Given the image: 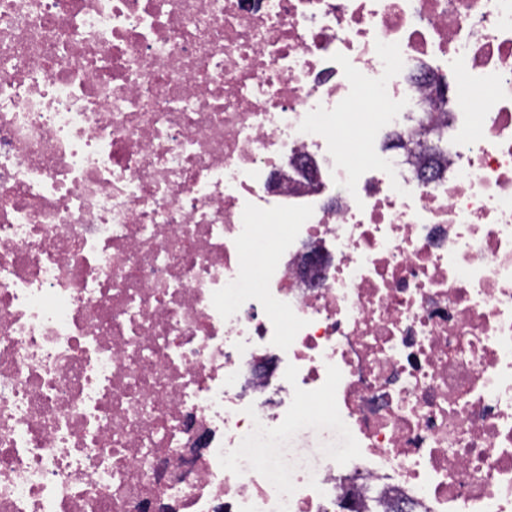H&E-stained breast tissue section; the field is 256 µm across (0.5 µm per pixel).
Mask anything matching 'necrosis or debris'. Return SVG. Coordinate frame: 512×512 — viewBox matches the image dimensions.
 <instances>
[{
	"label": "necrosis or debris",
	"mask_w": 512,
	"mask_h": 512,
	"mask_svg": "<svg viewBox=\"0 0 512 512\" xmlns=\"http://www.w3.org/2000/svg\"><path fill=\"white\" fill-rule=\"evenodd\" d=\"M348 493L512 512V0H0V512ZM302 276L309 288L320 285L321 268L325 263L324 251L315 246L308 247L302 255Z\"/></svg>",
	"instance_id": "obj_1"
}]
</instances>
